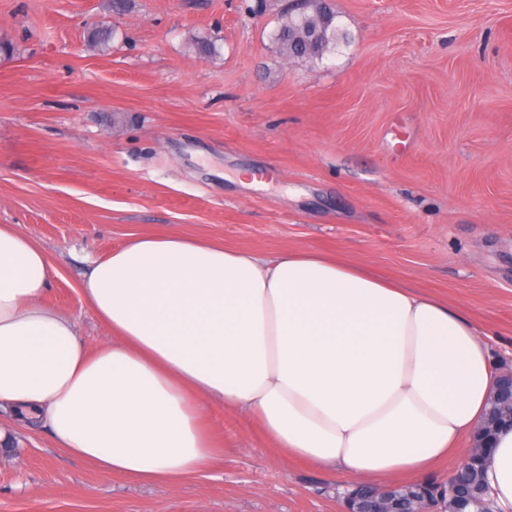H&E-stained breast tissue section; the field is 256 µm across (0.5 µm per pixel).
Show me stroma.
<instances>
[{
  "label": "stroma",
  "instance_id": "1",
  "mask_svg": "<svg viewBox=\"0 0 512 512\" xmlns=\"http://www.w3.org/2000/svg\"><path fill=\"white\" fill-rule=\"evenodd\" d=\"M329 4L346 38L312 61L280 52L282 0H0V225L46 252L43 300L86 343L108 336L87 261L181 234L341 254L462 307L512 364V0ZM205 425L223 459L142 484L1 413L0 512H345L342 474L224 409Z\"/></svg>",
  "mask_w": 512,
  "mask_h": 512
}]
</instances>
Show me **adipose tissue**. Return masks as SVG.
Segmentation results:
<instances>
[{"mask_svg": "<svg viewBox=\"0 0 512 512\" xmlns=\"http://www.w3.org/2000/svg\"><path fill=\"white\" fill-rule=\"evenodd\" d=\"M43 249L0 225V409L43 422L106 475L177 482L218 454L208 406L254 422L281 457L377 487L464 465L494 390L487 342L461 309L342 256L232 251L132 234L89 260L91 346L42 297ZM487 479L512 512V426Z\"/></svg>", "mask_w": 512, "mask_h": 512, "instance_id": "adipose-tissue-1", "label": "adipose tissue"}]
</instances>
